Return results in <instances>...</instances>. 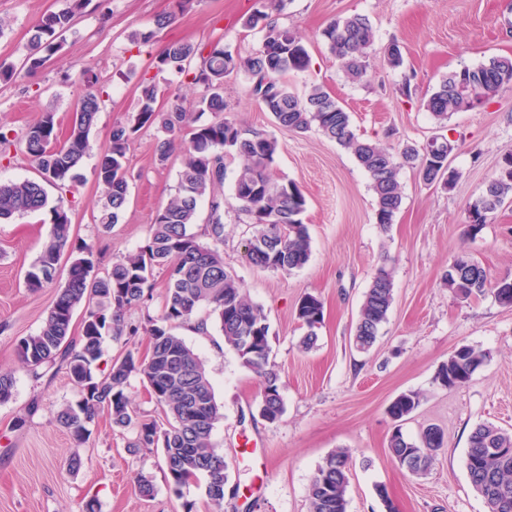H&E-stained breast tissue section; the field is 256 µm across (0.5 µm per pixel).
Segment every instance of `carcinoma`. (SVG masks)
<instances>
[{"label":"carcinoma","mask_w":512,"mask_h":512,"mask_svg":"<svg viewBox=\"0 0 512 512\" xmlns=\"http://www.w3.org/2000/svg\"><path fill=\"white\" fill-rule=\"evenodd\" d=\"M92 0H69V7L45 15L31 37L24 67L32 74L56 54L59 38L83 13ZM280 0H260V7L247 16L244 27L263 31L259 49L243 56L220 40L209 44L188 41L169 42L154 58L157 70L188 72L193 60H200L192 72V83L203 88L199 111L185 112L177 106L162 112L156 108L157 89L153 84L141 88V107L134 122L118 125L108 143L98 153L96 179L105 190L103 227L117 223L128 203L126 158L132 135L145 126H159L167 138L159 141L157 160L165 163L175 148H180L183 168L177 193L157 210L145 247L113 263L105 276L89 281L94 268L93 250L78 248L67 270L53 307L36 334L22 337L17 354L33 374L56 365L66 366L78 388V399L62 406L55 415L58 426L68 431L75 442L84 444L90 426L105 415L112 427L135 431L128 451L160 447L163 451L169 489L184 497V489L199 477L206 479L205 494L213 512H223L224 479L227 463L215 447L212 435L222 414L205 366L185 340L174 333L189 321L202 305L210 306L224 342L233 349L261 380V415L274 423L284 413L280 377L270 360V326L263 310L247 297L242 283L226 271L221 247L224 245V213L231 208L245 216L254 228L248 239L247 256L256 268L272 272H292L302 268L310 257L311 236L302 214L306 199L294 182L282 183L271 169L279 151L276 138L247 132L223 118L202 122L203 113L219 115L224 102V77L242 72L250 80L251 95L270 112L275 123L304 132L313 127L326 138L347 149L370 176L376 223L387 230L402 205L398 180L405 163L419 161V173L428 185L443 183L453 188L457 175L448 169V148H440L435 137L422 149L405 145L393 153L379 143L357 133L347 112L324 88L312 85L304 96L297 95L281 77L290 71H305L311 56L307 45L290 28L272 17ZM331 53L338 58L345 75L358 81L367 74V58L375 40L370 19L362 14L340 17L321 32ZM87 91L78 100L72 127L59 139L55 116L46 112L25 133L26 153L36 163L44 179L63 188L76 177L75 171L90 151L89 132L102 106L98 76L89 68L82 72ZM512 86V56L496 55L473 67L451 71L435 91L423 101L434 120L445 125L458 113L490 103L502 88ZM188 128L190 137L176 143V134ZM243 158L233 185L231 200L214 194L224 182L226 160ZM210 198L208 235L205 244L190 232L198 204ZM482 209L466 208L468 232L476 237L505 202L512 201V153L503 157L498 172L477 197ZM48 197L39 180L25 179L0 183V219L41 211ZM52 234L26 275V287L38 291L54 283L61 255L69 243L71 222L66 211L51 207ZM168 269L163 307L157 316L146 315L142 324H124L126 309L147 301L152 295L155 269ZM448 290L462 299L490 292L503 306L512 307V278L492 280L486 270L466 253L454 256L444 275ZM393 302L392 271L385 265L374 273L359 309L351 343L366 352L376 343ZM84 306L82 333L71 337L74 310ZM297 318L307 329L302 347H314L316 328L323 321V304L314 295L303 296ZM145 332L151 339L150 356L141 358L128 350L113 360L109 373L98 379L95 369L103 356L107 336L124 333L136 336ZM259 344V354L245 351L250 340ZM487 359V352L463 344L448 356L436 376L441 386L448 381L468 382ZM141 376L166 418L138 419L127 394L129 378ZM420 404L417 392L400 394L388 412L400 419L410 416ZM444 446L441 430L428 426L418 438L410 440L397 431L389 440L394 460L412 474H424L434 454ZM489 448H509L507 454L490 455ZM351 456L348 450L331 452L319 465L309 488V512H347ZM466 468L473 490L483 498L488 512H512V432L482 423L470 433Z\"/></svg>","instance_id":"obj_1"}]
</instances>
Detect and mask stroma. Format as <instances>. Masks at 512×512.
Here are the masks:
<instances>
[{
    "label": "stroma",
    "instance_id": "1",
    "mask_svg": "<svg viewBox=\"0 0 512 512\" xmlns=\"http://www.w3.org/2000/svg\"><path fill=\"white\" fill-rule=\"evenodd\" d=\"M68 0H0V62L22 67L35 24ZM258 0H192L176 11L174 0H106L87 8L65 34L61 50L32 75L0 81V130L14 140L0 155V181L38 178L35 164L19 149L27 128L51 112L68 131L73 107L84 93L79 73L92 68L103 87L104 105L90 131L93 151L69 187L47 184V209L0 220V371L12 373L10 401L0 403V512H80L97 499L101 512H213L203 485L184 497L168 487L162 452L144 448L129 454L130 430L112 428L107 419L93 426L88 442L76 446L54 419L74 400L76 387L66 369L34 376L19 360L20 337L36 333L58 285L30 292L25 275L51 234L50 207L67 210L70 242L92 246L95 276L147 243L155 213L177 191L181 152L167 162L156 159L157 127L137 131L127 153L129 203L117 224H100L104 192L95 176L96 152L113 127L132 122L140 108L141 83L155 84L157 103H181L194 110L201 92L186 75L158 71L152 61L173 40L207 44L223 40L241 54L261 45L260 30L244 28ZM369 17L376 41L366 77L348 81L339 61L321 38L336 18ZM171 24L156 28L158 17ZM275 19L294 29L312 56L308 71L290 74L296 93L320 84L352 116L358 132L398 150L422 145L445 133L455 149L453 190L428 185L417 169L399 173L402 207L388 231L375 222L371 180L351 154L317 129L298 133L277 125L249 94L244 75L224 80L225 119L242 129L269 134L279 142L274 172L299 185L302 216L311 235V253L301 269L262 271L245 257L252 232L235 212L224 215V265L239 279L248 298L270 325L271 360L279 372L285 411L279 421L259 412L261 384L224 344L209 307H200L178 333L204 362L223 415L213 441L228 464L224 512H309L308 486L328 454L339 448L352 456L348 512H487L473 490L465 464L475 426L492 423L512 431V307L492 294L462 299L443 275L449 262L468 252L490 278L512 277V203L504 204L477 237L467 232V204L478 197L512 153V88L491 103L454 114L438 129L422 101L448 71L475 66L494 55L512 54V0H285ZM153 31L146 43L132 31ZM398 43L402 67L386 62ZM393 269L394 302L374 347L356 351L351 336L364 294L380 265ZM307 294L324 310L317 345L304 350L305 330L296 308ZM488 352L487 361L464 386L445 389L436 372L455 347ZM417 391L421 403L402 423L387 407L400 393ZM440 428L448 442L423 475L410 474L392 458L394 430L417 438L427 426ZM79 456L78 471L68 462ZM151 480L154 495L140 496L135 481ZM388 491L382 502L378 487Z\"/></svg>",
    "mask_w": 512,
    "mask_h": 512
}]
</instances>
